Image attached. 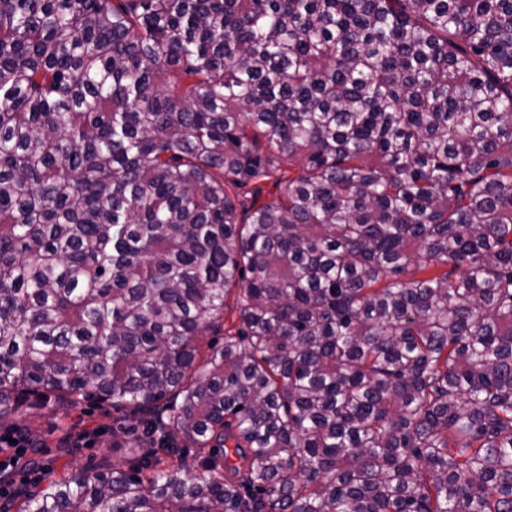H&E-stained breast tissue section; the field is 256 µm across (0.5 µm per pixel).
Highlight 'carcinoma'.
<instances>
[{"instance_id":"carcinoma-1","label":"carcinoma","mask_w":512,"mask_h":512,"mask_svg":"<svg viewBox=\"0 0 512 512\" xmlns=\"http://www.w3.org/2000/svg\"><path fill=\"white\" fill-rule=\"evenodd\" d=\"M85 403L17 512H512V0H0V422ZM110 414L101 410L96 405H81L71 413L72 421L70 424L77 423L70 433V443L74 448L73 453L66 456H60L56 440L58 433L47 437L45 447L43 448L42 461L47 471L59 474L64 468L72 464L79 468L87 470L91 475L96 471L95 466L99 465L105 459L112 462V447H110L112 435V417L117 413L109 409ZM84 430L95 431V434L86 438L82 436Z\"/></svg>"}]
</instances>
